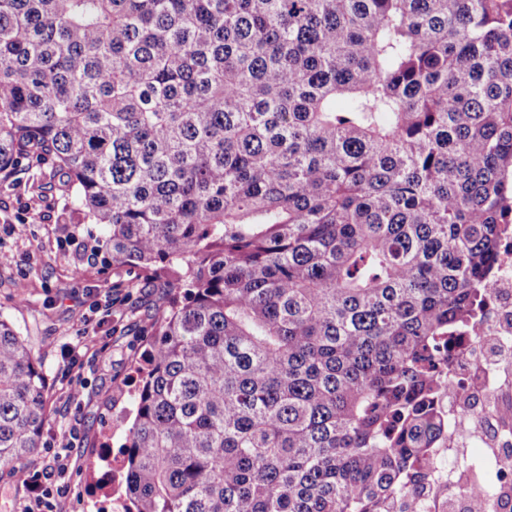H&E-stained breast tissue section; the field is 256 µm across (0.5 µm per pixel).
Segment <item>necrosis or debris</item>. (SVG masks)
I'll use <instances>...</instances> for the list:
<instances>
[{"mask_svg": "<svg viewBox=\"0 0 512 512\" xmlns=\"http://www.w3.org/2000/svg\"><path fill=\"white\" fill-rule=\"evenodd\" d=\"M481 337L465 341L448 367L452 383L467 395L469 428L459 421V402H448V445L442 456L451 457L463 471L472 449L492 458L502 487L512 495V442L496 429V414L512 410V238H506L497 257L494 284L479 322Z\"/></svg>", "mask_w": 512, "mask_h": 512, "instance_id": "obj_1", "label": "necrosis or debris"}]
</instances>
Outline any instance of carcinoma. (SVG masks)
<instances>
[{
  "label": "carcinoma",
  "mask_w": 512,
  "mask_h": 512,
  "mask_svg": "<svg viewBox=\"0 0 512 512\" xmlns=\"http://www.w3.org/2000/svg\"><path fill=\"white\" fill-rule=\"evenodd\" d=\"M33 157L171 291L128 512H454L429 449L512 218V0H0V184ZM46 391L0 319L1 469Z\"/></svg>",
  "instance_id": "obj_1"
}]
</instances>
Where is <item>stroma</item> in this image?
I'll use <instances>...</instances> for the list:
<instances>
[{"label":"stroma","mask_w":512,"mask_h":512,"mask_svg":"<svg viewBox=\"0 0 512 512\" xmlns=\"http://www.w3.org/2000/svg\"><path fill=\"white\" fill-rule=\"evenodd\" d=\"M75 208L47 161H30L0 188V254L7 257L0 263V318L32 346L48 383L46 423L28 465L47 468L52 438L74 432L71 491L61 510L98 512L86 462L101 457L104 440L116 449L124 442L137 361L167 294L92 254L89 236L106 229L79 223ZM74 356L82 363L77 372L68 367Z\"/></svg>","instance_id":"1"}]
</instances>
